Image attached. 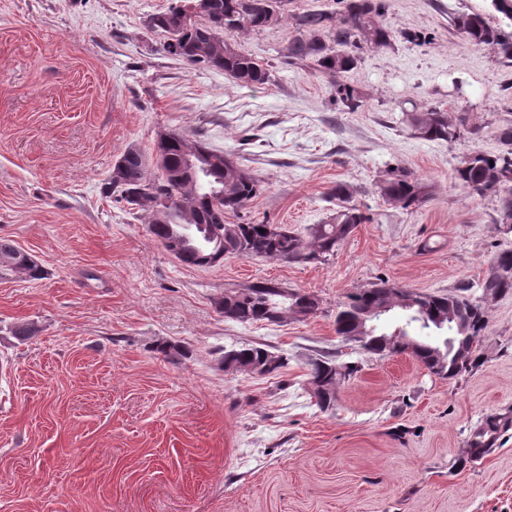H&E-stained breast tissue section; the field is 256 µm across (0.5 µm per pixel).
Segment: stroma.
I'll return each mask as SVG.
<instances>
[{"mask_svg": "<svg viewBox=\"0 0 512 512\" xmlns=\"http://www.w3.org/2000/svg\"><path fill=\"white\" fill-rule=\"evenodd\" d=\"M172 0H0V237L44 269L0 279V512H512V430L473 456L472 431L512 415V296L489 304L477 364L452 379L410 353L373 355L337 335V304L385 282L417 293L477 284L512 250L498 201L454 179L459 156L501 148L512 64L468 46L455 13L485 0H384L391 46L364 50L346 81L365 100L339 111L326 76L289 63L290 18L336 0H286V21L240 34L269 82L171 59L146 26ZM425 36L423 45L407 33ZM471 112L455 144L413 136L403 111ZM176 130L234 154L261 193L228 222L328 221L345 182L369 220L322 263L230 257L187 266L148 219L108 194L117 158L152 156ZM426 182L403 210L376 185L390 167ZM257 281L315 295V315L225 320L226 291ZM33 324L27 341L15 326ZM188 350L171 363L156 340ZM285 352L280 377L224 370L241 344ZM354 362L332 408L311 397L310 363Z\"/></svg>", "mask_w": 512, "mask_h": 512, "instance_id": "1", "label": "stroma"}]
</instances>
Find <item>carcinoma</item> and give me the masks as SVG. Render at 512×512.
<instances>
[{
  "label": "carcinoma",
  "mask_w": 512,
  "mask_h": 512,
  "mask_svg": "<svg viewBox=\"0 0 512 512\" xmlns=\"http://www.w3.org/2000/svg\"><path fill=\"white\" fill-rule=\"evenodd\" d=\"M195 0H175L168 10L153 14L147 26L165 36L168 56L223 71L246 87L269 81L268 68L241 52L234 36L262 30L279 23L281 0H208L206 17L188 21ZM336 12L309 10L297 17V34L288 44V63L310 62L336 87L335 104L342 112L362 107V93L345 82L364 48L391 45L392 31L381 22L382 0H339ZM456 30L473 46L492 45L500 57L512 63V31L493 26L484 11L458 13ZM404 122L416 137L426 141L454 143L464 134H475L479 125L469 112H450L438 106L404 113ZM502 149L487 153L472 149L454 168V179L480 196L498 198L495 223L505 234L512 233V123L499 128ZM155 155L162 161L159 176L148 173L145 156L130 147L117 160L108 179V189L131 208L149 218L150 231L167 251L188 266H212L226 257L269 258L282 261H325L359 224L368 220L351 204L354 188L338 182L328 192L336 210L328 222L313 224L301 235L276 224H228L224 217L245 208L261 191L260 181L242 169L233 154L217 150L202 139L190 140L169 130L157 138ZM192 158L210 167V184L199 185L198 171L189 166ZM380 196L402 209L422 206L429 198L428 186L402 167H395L377 184ZM0 275L38 280L43 268L12 240L0 237ZM478 287L482 296L472 298L470 284L453 293H416L377 283L346 297L335 318L336 334L342 338L359 334L361 319H378L383 311L401 307V298L411 299L421 309V331L445 334L440 343L411 339L415 356L426 369L443 378H454L475 363L480 336L488 326L487 302L512 293V251H503L491 261ZM224 319L239 324L282 323L290 317L305 318L319 309L311 294L259 281L245 288L229 290L219 304ZM407 331L391 333L375 328L361 347L373 354L403 353L404 347L388 350L385 342ZM155 350L175 363L184 349L171 342H158ZM220 363L241 371L263 366L261 375L277 374L287 358L262 344H248L224 351ZM358 372L351 363L331 358L311 362V384L316 405L329 408L342 381ZM512 429V417L490 416L470 436L469 447L477 454L493 448Z\"/></svg>",
  "instance_id": "1"
}]
</instances>
